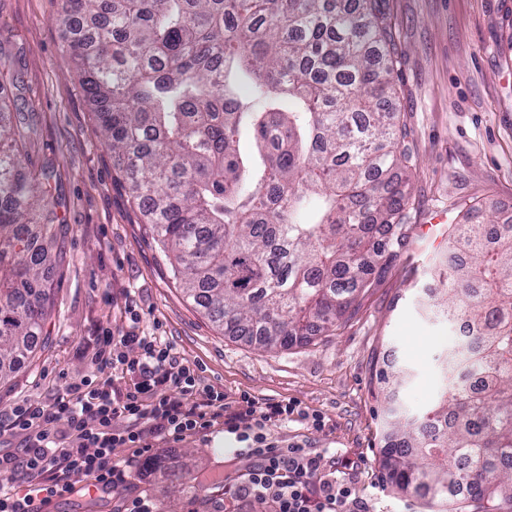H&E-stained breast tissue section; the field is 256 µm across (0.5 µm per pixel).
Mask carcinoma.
Segmentation results:
<instances>
[{
  "label": "carcinoma",
  "mask_w": 512,
  "mask_h": 512,
  "mask_svg": "<svg viewBox=\"0 0 512 512\" xmlns=\"http://www.w3.org/2000/svg\"><path fill=\"white\" fill-rule=\"evenodd\" d=\"M78 18L66 51L183 293L266 349L336 331L410 238L387 0H64L60 23ZM26 158L0 121L1 383L44 344L64 259L52 172ZM448 248L431 309L470 332L449 390L392 423L386 465L402 491L512 512V217L471 207Z\"/></svg>",
  "instance_id": "1"
}]
</instances>
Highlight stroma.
Masks as SVG:
<instances>
[{"label": "stroma", "mask_w": 512, "mask_h": 512, "mask_svg": "<svg viewBox=\"0 0 512 512\" xmlns=\"http://www.w3.org/2000/svg\"><path fill=\"white\" fill-rule=\"evenodd\" d=\"M397 30L394 108L412 156L410 243L357 298L333 336L266 350L217 332L176 286L171 266L115 174L112 152L65 45L62 0H0V100L12 123L35 128L26 150L34 167L55 174L66 260L56 268L44 349L19 361L0 384V414L27 399H49L92 374L83 347L101 328H125L138 315L159 327L180 356L228 401L246 392L290 401L297 413L267 425L269 440L321 452L355 484L370 512H440L439 502L399 490L384 466L390 410L416 418L438 400L442 361L463 338L457 324L420 302L437 280L430 265L448 259V227L480 202L512 212V0H389ZM410 377L387 402L377 382L383 354ZM320 425H313V416ZM235 435L215 424L174 443L163 458L187 473L199 496L169 503L165 477L147 459L129 484L102 498L53 500L50 512H113L146 492L156 512H203L224 498V477L239 462Z\"/></svg>", "instance_id": "1"}]
</instances>
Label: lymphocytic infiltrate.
Masks as SVG:
<instances>
[{"instance_id": "1", "label": "lymphocytic infiltrate", "mask_w": 512, "mask_h": 512, "mask_svg": "<svg viewBox=\"0 0 512 512\" xmlns=\"http://www.w3.org/2000/svg\"><path fill=\"white\" fill-rule=\"evenodd\" d=\"M82 354L95 376L81 377L48 400H29L0 416V437L19 438L0 454V512H47L57 498L108 494L158 440H182L223 423L243 446V468L224 478L225 512L259 500L271 512H367L349 481L324 471L307 448L280 447L260 434L296 406L240 394L227 408L221 387L175 352L157 330L101 329ZM127 448L117 457L113 450Z\"/></svg>"}]
</instances>
